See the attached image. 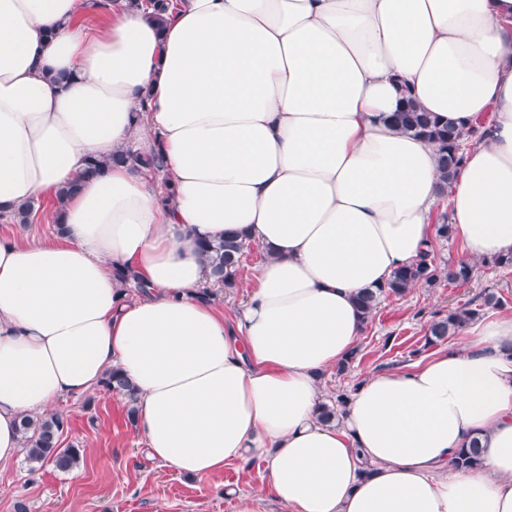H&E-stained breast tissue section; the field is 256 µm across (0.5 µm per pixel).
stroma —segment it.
Returning <instances> with one entry per match:
<instances>
[{
  "label": "stroma",
  "mask_w": 512,
  "mask_h": 512,
  "mask_svg": "<svg viewBox=\"0 0 512 512\" xmlns=\"http://www.w3.org/2000/svg\"><path fill=\"white\" fill-rule=\"evenodd\" d=\"M507 298L501 315H512V269L479 268L467 282H441L411 289L379 306L359 338L360 355L344 374L326 370L324 395L353 389L369 375L402 369L416 356L431 355L424 345L433 319L479 299L484 292ZM64 413L63 440L84 448L80 469L63 475L52 467L29 473L24 460L0 471V512H239L242 496H261L266 512H286L277 503L262 462L225 465L207 478H188L150 459L125 402L104 389L54 405Z\"/></svg>",
  "instance_id": "stroma-1"
}]
</instances>
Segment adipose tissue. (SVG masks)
<instances>
[{"instance_id": "adipose-tissue-1", "label": "adipose tissue", "mask_w": 512, "mask_h": 512, "mask_svg": "<svg viewBox=\"0 0 512 512\" xmlns=\"http://www.w3.org/2000/svg\"><path fill=\"white\" fill-rule=\"evenodd\" d=\"M100 8L93 27L87 0H0V215L51 199L63 227L0 240V465L23 415L116 367L176 472L258 460L288 512H512V317L318 417L356 295L418 257L438 203L465 260L512 254V0ZM407 97L463 130L492 115L447 192L435 146L390 120ZM231 231L265 258L229 323L198 291L201 242ZM117 270L145 294L124 300ZM474 439L482 467L454 469Z\"/></svg>"}]
</instances>
